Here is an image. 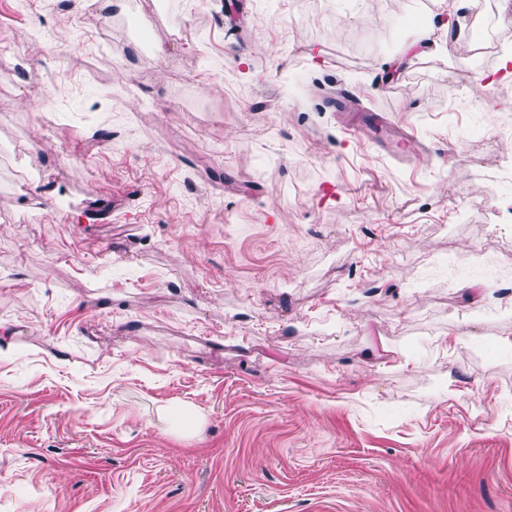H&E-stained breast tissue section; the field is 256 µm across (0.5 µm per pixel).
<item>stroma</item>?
Returning a JSON list of instances; mask_svg holds the SVG:
<instances>
[{
	"instance_id": "1",
	"label": "stroma",
	"mask_w": 512,
	"mask_h": 512,
	"mask_svg": "<svg viewBox=\"0 0 512 512\" xmlns=\"http://www.w3.org/2000/svg\"><path fill=\"white\" fill-rule=\"evenodd\" d=\"M416 15L0 0V512H512V76ZM385 125V116L381 112L371 111L356 115L349 124V131L354 135H361L365 130L382 129Z\"/></svg>"
}]
</instances>
